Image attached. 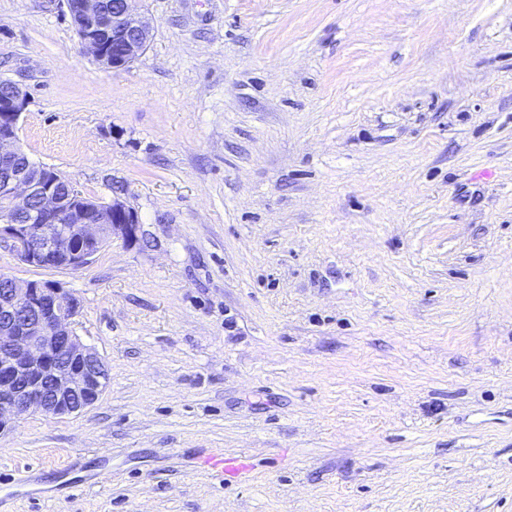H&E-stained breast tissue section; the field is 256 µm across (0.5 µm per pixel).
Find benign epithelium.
<instances>
[{
  "label": "benign epithelium",
  "mask_w": 512,
  "mask_h": 512,
  "mask_svg": "<svg viewBox=\"0 0 512 512\" xmlns=\"http://www.w3.org/2000/svg\"><path fill=\"white\" fill-rule=\"evenodd\" d=\"M66 7L83 47L105 69L133 63L151 40L148 20L135 0L107 11L104 0H48ZM28 96L17 84L0 97V247L23 263L77 270L105 243L138 239L136 212L118 197L100 205L57 173L17 159L18 124ZM79 303L56 281L9 278L0 300V436L32 411L62 417L94 405L108 383L100 355L72 330Z\"/></svg>",
  "instance_id": "1"
}]
</instances>
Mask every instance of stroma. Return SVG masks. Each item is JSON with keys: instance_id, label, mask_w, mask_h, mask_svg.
I'll return each mask as SVG.
<instances>
[{"instance_id": "stroma-1", "label": "stroma", "mask_w": 512, "mask_h": 512, "mask_svg": "<svg viewBox=\"0 0 512 512\" xmlns=\"http://www.w3.org/2000/svg\"><path fill=\"white\" fill-rule=\"evenodd\" d=\"M135 5L113 71L0 0L23 149L140 221L76 271L0 248L109 376L0 437L7 512H512V0ZM201 468L214 473L224 480V475L230 477H240L249 470V465L242 457L224 459L223 449H218L201 462Z\"/></svg>"}]
</instances>
